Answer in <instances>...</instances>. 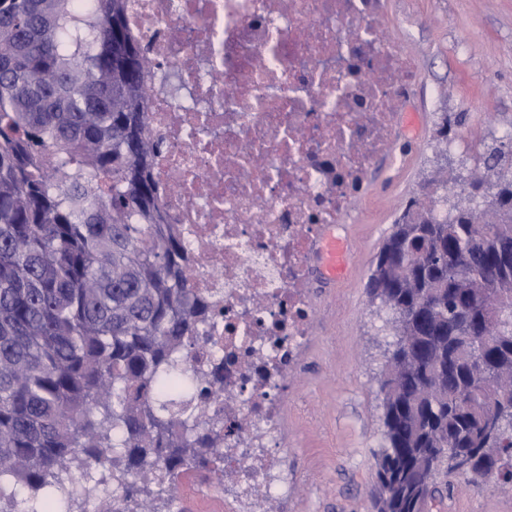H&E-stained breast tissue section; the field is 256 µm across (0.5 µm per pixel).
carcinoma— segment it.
I'll list each match as a JSON object with an SVG mask.
<instances>
[{"label":"carcinoma","mask_w":512,"mask_h":512,"mask_svg":"<svg viewBox=\"0 0 512 512\" xmlns=\"http://www.w3.org/2000/svg\"><path fill=\"white\" fill-rule=\"evenodd\" d=\"M147 62L125 0H0V512H71L80 459L204 476L221 434L179 356L205 300L179 277L145 132ZM417 190L373 260L390 314L373 512H427L442 471L512 486V190Z\"/></svg>","instance_id":"obj_1"}]
</instances>
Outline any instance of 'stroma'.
Masks as SVG:
<instances>
[{
    "label": "stroma",
    "instance_id": "1",
    "mask_svg": "<svg viewBox=\"0 0 512 512\" xmlns=\"http://www.w3.org/2000/svg\"><path fill=\"white\" fill-rule=\"evenodd\" d=\"M388 23L420 84L416 141L397 138L372 176L350 235L354 267L333 285L314 282L312 334L288 373L280 455L291 512H371L376 456L384 444L377 382L389 341L388 312L366 294L372 263L412 193L435 171L473 166L479 148L512 127V0H387ZM455 121L452 148L436 139ZM438 475L429 512H512V491L459 486Z\"/></svg>",
    "mask_w": 512,
    "mask_h": 512
}]
</instances>
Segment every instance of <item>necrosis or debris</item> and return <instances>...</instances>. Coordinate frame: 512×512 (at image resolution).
Returning a JSON list of instances; mask_svg holds the SVG:
<instances>
[{
    "instance_id": "necrosis-or-debris-1",
    "label": "necrosis or debris",
    "mask_w": 512,
    "mask_h": 512,
    "mask_svg": "<svg viewBox=\"0 0 512 512\" xmlns=\"http://www.w3.org/2000/svg\"><path fill=\"white\" fill-rule=\"evenodd\" d=\"M149 63L147 131L180 274L212 309L187 361L224 367V389L194 392L201 420L246 421L211 473L221 512H288L277 447L288 369L311 334L316 246L362 199L398 138L412 62L389 34L387 0H126ZM138 484L158 512L176 489Z\"/></svg>"
}]
</instances>
